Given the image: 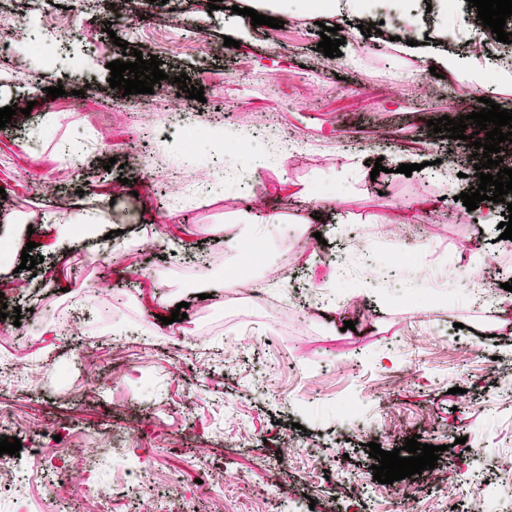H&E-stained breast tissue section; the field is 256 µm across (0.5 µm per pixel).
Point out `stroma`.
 I'll use <instances>...</instances> for the list:
<instances>
[{"mask_svg":"<svg viewBox=\"0 0 512 512\" xmlns=\"http://www.w3.org/2000/svg\"><path fill=\"white\" fill-rule=\"evenodd\" d=\"M152 0L134 23L99 11L95 21L71 14L69 0H15L14 15L35 9L66 17L71 37L55 48V69L39 67L32 45L15 55L17 75L0 73V108L15 105L0 133V187L26 213L73 218L95 201L107 207L101 255L117 262L81 272L80 246L55 243V227L16 235V251L0 258V300L20 308V321L0 318V339L35 336L83 305L85 339L40 342L12 378L0 379V438L17 437L25 474L0 489V512L25 501L39 509L62 494L65 458L88 440L111 434L134 447L143 470L138 490L122 484L124 462L101 456L98 482L112 492V512H141L179 490L188 512H471L469 488L483 484L501 512H512V307L487 311L470 296L459 266L473 249L489 255L488 279L512 269L486 208L467 210L460 193L473 182L440 167L448 139L428 120L471 114L473 92L453 76L455 98L408 95L431 80L432 58L458 49L471 27L468 0L444 9L440 0H389L377 13L380 33L364 36L316 12L282 13L283 28L252 26L241 8L250 0ZM354 40L342 47L340 71L318 70L321 26ZM234 46H225V38ZM158 56L167 75L184 74L203 88L192 101L203 118L232 114L237 129H271L304 141L306 152L273 156L253 173L224 147L180 152L182 131L158 123L144 136L124 112L130 97L111 88L110 62L121 42ZM185 45L171 52L173 42ZM63 86L53 99L47 88ZM175 147L169 165L184 179L167 195L152 156ZM117 166L85 180L87 154ZM382 161L386 172L372 176ZM413 165L412 175L399 173ZM66 178L62 194L42 199L40 182ZM319 192L312 214L289 193L291 184ZM349 223L340 224L336 213ZM116 232L107 240V232ZM320 233L285 257V239ZM256 245L254 270L270 290L264 301L225 287L240 259L239 244ZM39 263L21 268L22 247ZM122 294L106 310L95 291ZM186 317L164 324L178 303ZM354 330H344L345 321ZM123 342L122 375L85 402L82 365L110 372L112 342ZM51 371L32 386L28 368ZM361 408L348 428L346 403ZM296 424L295 442L281 434ZM439 446L440 471L456 494L428 474L390 483L373 480L369 443L390 451L406 438ZM281 459L276 481L263 467ZM321 487L316 500L306 499Z\"/></svg>","mask_w":512,"mask_h":512,"instance_id":"stroma-1","label":"stroma"}]
</instances>
